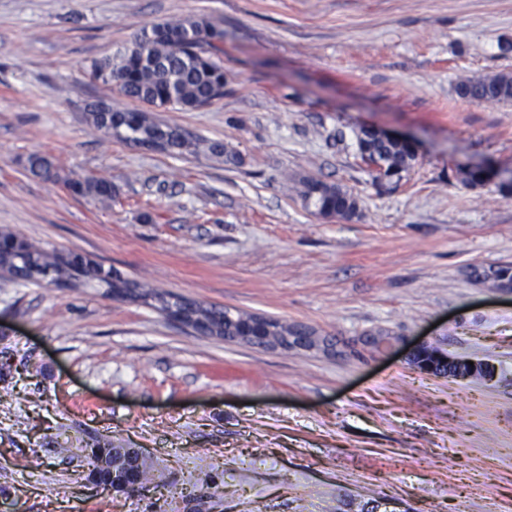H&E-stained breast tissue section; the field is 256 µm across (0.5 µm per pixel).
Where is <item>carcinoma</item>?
<instances>
[{"label": "carcinoma", "mask_w": 512, "mask_h": 512, "mask_svg": "<svg viewBox=\"0 0 512 512\" xmlns=\"http://www.w3.org/2000/svg\"><path fill=\"white\" fill-rule=\"evenodd\" d=\"M224 28L206 17H188L156 24L137 36L132 48L118 59L97 60L88 76L115 86L124 96L156 108L198 109L224 97V68L215 60L223 52ZM458 93L481 102H512V74L498 73L466 78L457 86ZM93 128L140 146H150L163 153L197 154L204 150L226 163H237V153L220 142L201 140L178 127L161 123L145 111L88 113ZM357 150L364 162L376 172V178H393L408 171L415 153L410 144L383 137L377 131L362 128L355 134ZM30 171L45 179L54 177L52 162L43 156L29 159ZM72 191L98 200L112 199V182L104 176H83L69 183ZM299 194L313 204L324 218L351 219L358 210V198L338 183L315 178L300 181ZM51 269L59 279L76 272L89 281L112 289H121L126 282L99 264H83L75 269L64 265L43 249L24 243L21 253L1 254L0 266L11 279L31 280L32 266ZM492 286H512V266L501 265L491 273ZM158 303L165 313L170 306L197 315L210 325L240 329L245 313L232 322L225 310L202 307L195 302L169 292L154 289L142 293ZM86 461V481L104 491L123 492L122 485L136 483L145 493L157 489L144 458L127 448H114L110 443L95 441L83 449Z\"/></svg>", "instance_id": "carcinoma-1"}]
</instances>
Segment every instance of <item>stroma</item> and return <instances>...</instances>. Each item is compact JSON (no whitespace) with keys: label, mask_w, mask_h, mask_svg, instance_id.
I'll return each instance as SVG.
<instances>
[{"label":"stroma","mask_w":512,"mask_h":512,"mask_svg":"<svg viewBox=\"0 0 512 512\" xmlns=\"http://www.w3.org/2000/svg\"><path fill=\"white\" fill-rule=\"evenodd\" d=\"M224 29V97L162 122L239 154L172 156L94 131L91 81L144 28ZM512 73V0H0V232L205 306L307 326L348 352L264 349L179 327L80 282L0 277V512H512V104L460 97ZM412 141L374 182L355 131ZM47 157L56 176L29 170ZM486 182L467 186L461 171ZM104 175L112 197L73 193ZM360 200L349 220L297 193ZM386 329L494 366L492 381L350 347ZM141 449L197 502L86 485L61 448ZM299 194L312 203L323 218L351 219L358 210V198L338 183H328L315 178L300 181Z\"/></svg>","instance_id":"stroma-1"}]
</instances>
